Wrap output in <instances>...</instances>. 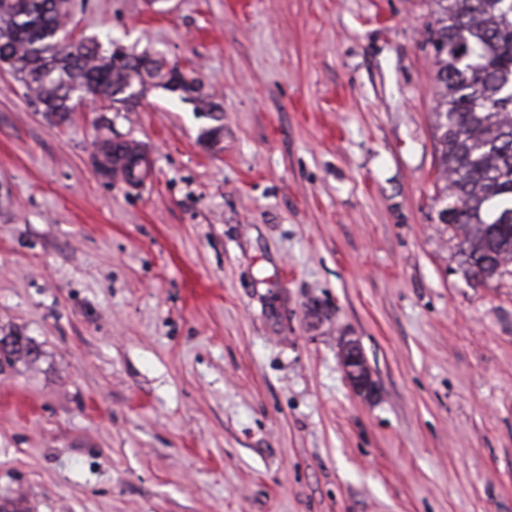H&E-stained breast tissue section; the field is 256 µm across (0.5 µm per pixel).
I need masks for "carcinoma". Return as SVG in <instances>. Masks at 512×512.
Wrapping results in <instances>:
<instances>
[{"label": "carcinoma", "mask_w": 512, "mask_h": 512, "mask_svg": "<svg viewBox=\"0 0 512 512\" xmlns=\"http://www.w3.org/2000/svg\"><path fill=\"white\" fill-rule=\"evenodd\" d=\"M434 3L428 44L441 89L437 166L447 180L438 219L458 239L466 272L486 285L512 265V0ZM69 7L70 0H0V66L43 111L66 121L89 94L126 103L136 96L133 85L147 78L212 110L202 84L150 54L73 39L62 22ZM105 148L111 166L98 162L103 171L142 182L141 149L127 140H108ZM34 356L24 337L0 338L1 358Z\"/></svg>", "instance_id": "carcinoma-1"}]
</instances>
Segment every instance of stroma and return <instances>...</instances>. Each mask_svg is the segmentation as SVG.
Here are the masks:
<instances>
[{
	"label": "stroma",
	"mask_w": 512,
	"mask_h": 512,
	"mask_svg": "<svg viewBox=\"0 0 512 512\" xmlns=\"http://www.w3.org/2000/svg\"><path fill=\"white\" fill-rule=\"evenodd\" d=\"M434 8L72 0L216 121L148 83L63 122L0 70V337L38 354L0 364V505L512 512V274L476 284L438 220ZM105 156L112 167H107L101 160L98 161L99 167L106 173L113 176L121 175L128 184H139L143 180L139 178L140 167L144 165L146 169V158L144 152L138 146V149L130 147L129 140L105 142ZM112 158L110 160L109 158ZM115 166V167H113ZM340 356L341 364L347 380L355 394L369 397L375 390V382L371 371L366 372V361L361 350H354L353 344L344 343Z\"/></svg>",
	"instance_id": "1"
}]
</instances>
